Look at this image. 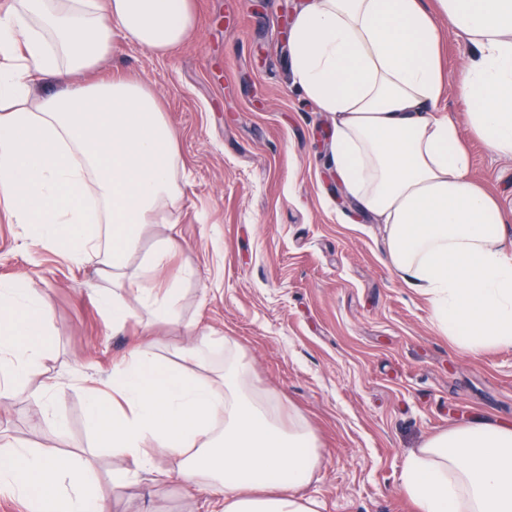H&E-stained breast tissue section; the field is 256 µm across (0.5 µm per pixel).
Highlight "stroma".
Wrapping results in <instances>:
<instances>
[{
  "mask_svg": "<svg viewBox=\"0 0 512 512\" xmlns=\"http://www.w3.org/2000/svg\"><path fill=\"white\" fill-rule=\"evenodd\" d=\"M306 0H193L195 26L172 53L119 42L94 72L145 83L178 133L184 170L178 326L145 325L132 309L124 332L86 297L93 269L69 267L29 244L0 207V279L24 278L53 310L49 365L64 390V429L45 422L44 378L32 374L0 409V437L35 448L84 450L104 493L120 465L91 448L86 378L108 374L135 337L160 349L185 324L211 335L210 368L232 348L258 392L315 432L322 463L308 494L321 512H416L401 488L407 456L431 436L483 419L512 426V346L459 353L428 297L393 272L385 227L360 214L337 184L333 123L293 85L284 31ZM476 181L512 207V157L474 137ZM128 512H212L208 495L139 484Z\"/></svg>",
  "mask_w": 512,
  "mask_h": 512,
  "instance_id": "35a3bbf8",
  "label": "stroma"
}]
</instances>
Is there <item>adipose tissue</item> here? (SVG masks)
Returning a JSON list of instances; mask_svg holds the SVG:
<instances>
[{"mask_svg": "<svg viewBox=\"0 0 512 512\" xmlns=\"http://www.w3.org/2000/svg\"><path fill=\"white\" fill-rule=\"evenodd\" d=\"M471 44L456 79L468 133L441 110L437 17ZM192 0H12L0 12V204L34 245L94 268L86 292L124 329L129 299L160 322L177 318L180 276L158 284L179 246L178 139L143 82L87 81L117 41L165 55L190 35ZM298 90L335 120L337 180L387 226L392 269L430 296L456 349L512 346V210L472 176L464 135L512 157V0H309L289 32ZM62 81L34 100L33 76ZM166 235L138 265L146 225ZM52 310L22 280H0V401L51 357ZM209 336L173 357L139 337L111 375L91 378L87 421L100 447L132 463L105 497L83 453L0 448V496L27 512H115L135 481L178 480L222 512H319L306 495L321 462L303 422L282 427L278 400L250 368L203 362ZM179 458L178 469L156 464ZM419 512H512V427L476 422L428 438L401 477Z\"/></svg>", "mask_w": 512, "mask_h": 512, "instance_id": "ef3b65f1", "label": "adipose tissue"}]
</instances>
